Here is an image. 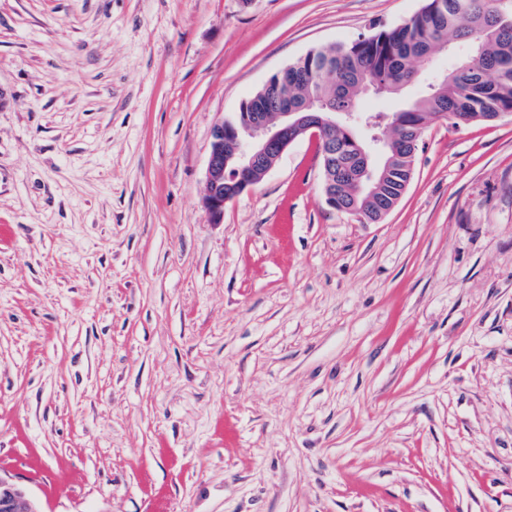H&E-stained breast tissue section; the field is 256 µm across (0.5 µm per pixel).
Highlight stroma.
I'll return each mask as SVG.
<instances>
[{
  "label": "stroma",
  "mask_w": 512,
  "mask_h": 512,
  "mask_svg": "<svg viewBox=\"0 0 512 512\" xmlns=\"http://www.w3.org/2000/svg\"><path fill=\"white\" fill-rule=\"evenodd\" d=\"M425 4L0 0V470L44 512H512V120L430 121L378 224L309 136L203 206L219 120Z\"/></svg>",
  "instance_id": "stroma-1"
}]
</instances>
